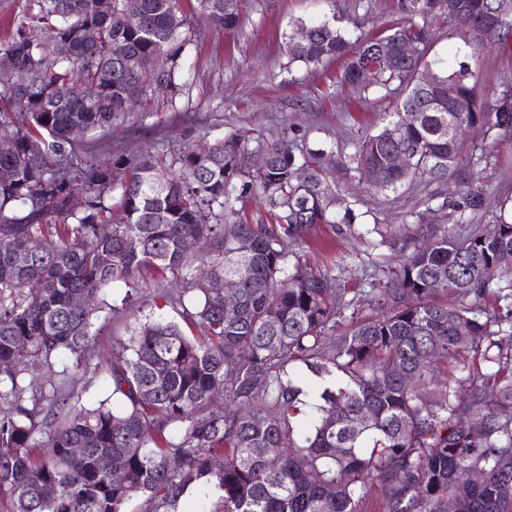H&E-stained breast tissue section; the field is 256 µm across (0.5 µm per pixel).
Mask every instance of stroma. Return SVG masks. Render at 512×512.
<instances>
[{
    "mask_svg": "<svg viewBox=\"0 0 512 512\" xmlns=\"http://www.w3.org/2000/svg\"><path fill=\"white\" fill-rule=\"evenodd\" d=\"M332 13L348 27L374 35L398 18L399 0H246L236 33L205 27L190 45L191 67L177 103H167L165 94H154L142 111L113 130L108 148L116 153L146 146L176 150L239 131L268 140L286 135L339 156L353 153L365 133L381 129L396 98L361 95L337 85L342 65L336 61L315 68L287 64L290 25ZM431 27L434 39L426 51L428 62L470 55L492 99L512 85V49L476 52L453 21L435 19ZM328 181L335 190L337 210L354 208L357 220L353 233L344 235L319 225L309 238L307 259L318 268L341 265L346 287H358L359 275L371 265L398 260L397 248L380 244L378 229L396 232L419 222L448 221L444 212L425 206L427 198L447 197V186L416 180L397 191L381 192L338 166L330 169Z\"/></svg>",
    "mask_w": 512,
    "mask_h": 512,
    "instance_id": "stroma-1",
    "label": "stroma"
}]
</instances>
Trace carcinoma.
Wrapping results in <instances>:
<instances>
[{
	"label": "carcinoma",
	"instance_id": "cac0c4a2",
	"mask_svg": "<svg viewBox=\"0 0 512 512\" xmlns=\"http://www.w3.org/2000/svg\"><path fill=\"white\" fill-rule=\"evenodd\" d=\"M8 2L0 0V56L30 80L21 86L0 70L6 512H183L198 485L207 491L194 512H366L377 493L383 512H512L502 491L512 486V267L500 265L512 253V199L491 200L474 172L512 140V89L489 103L466 60L438 67L430 86L422 52L391 63L381 55L404 42L427 48L428 20L442 15L490 31L475 50L507 47L512 16L492 24L495 0H459L452 14L441 0H403L401 17L378 35L350 32L336 17L288 35V65L341 61L340 84L402 94L385 118L400 139L365 134L346 170H372L386 191L414 178L455 187L456 223L433 230L427 249L409 246L378 268L371 290L349 298L336 275L344 269L305 259L314 226L355 220L350 208L332 210L325 151L240 134L172 155L141 149L104 160L87 146L150 93L125 60H163L175 102L201 25L235 32L244 0H25L18 16ZM450 82L458 104L448 103ZM89 83L93 99L83 93ZM457 122L480 143L464 149L449 133ZM75 127L85 130L80 141L70 138ZM400 150L413 152L411 169L392 165ZM256 153L265 166H252ZM161 169L171 174L164 184L155 180ZM251 199L268 221L234 219ZM492 203L491 223L462 228ZM104 224L112 234L100 233ZM45 238L56 252L38 250ZM168 273L184 288L159 289L149 304L162 301L178 319L137 310L122 353L91 363L96 322L127 312L110 304L111 290L125 289L126 305ZM225 276L239 283L234 319L224 318V294L209 288ZM76 294L88 303L73 305ZM56 363L58 378L34 375ZM100 381L110 394L81 404ZM217 387L220 406L210 399ZM103 456L121 460V479L99 469ZM45 486L55 494L40 495Z\"/></svg>",
	"mask_w": 512,
	"mask_h": 512
}]
</instances>
